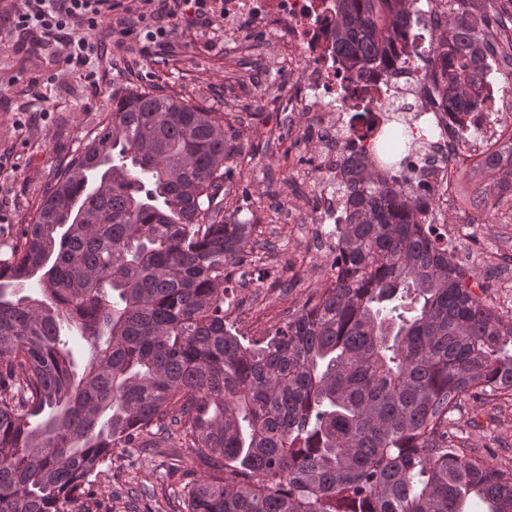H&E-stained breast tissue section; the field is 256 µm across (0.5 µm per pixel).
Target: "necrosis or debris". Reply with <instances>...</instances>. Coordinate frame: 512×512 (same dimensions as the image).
<instances>
[{
  "label": "necrosis or debris",
  "mask_w": 512,
  "mask_h": 512,
  "mask_svg": "<svg viewBox=\"0 0 512 512\" xmlns=\"http://www.w3.org/2000/svg\"><path fill=\"white\" fill-rule=\"evenodd\" d=\"M212 8L223 11L229 28L237 19L252 18L262 32L287 44L294 53L297 80L288 87V109L310 113L315 131L324 134L326 158L321 173H333L337 161L346 158L350 139L376 138L383 127L382 111L376 103L385 98L432 122L426 149L433 161L423 171L425 189L447 194L455 173L470 164L474 152L459 147L455 137L458 126L452 115L429 104L415 59L395 64L372 78L337 69L327 49L332 24L322 15L319 0H212ZM356 109L369 113L368 128L346 122L345 113Z\"/></svg>",
  "instance_id": "4bbe7bcc"
}]
</instances>
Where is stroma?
I'll return each instance as SVG.
<instances>
[{"mask_svg":"<svg viewBox=\"0 0 512 512\" xmlns=\"http://www.w3.org/2000/svg\"><path fill=\"white\" fill-rule=\"evenodd\" d=\"M14 7V0H0V243L28 222L55 170L111 111L113 92L156 87L223 113L239 147L230 172V206L274 244L244 263V287L235 295L239 334L256 340L257 316L267 315L272 325L283 321L322 287L328 260L312 250L309 208L317 186L308 163L318 157L317 143L302 135L304 116L289 112L280 95L295 71L287 47L272 44L251 23L228 31L219 19L180 25L164 41L149 43L123 31L143 21L165 24L170 0H150L139 13L127 10L124 0H112L111 15L87 34L104 46L89 63L99 80L95 91L83 72L59 65L52 47L10 29ZM489 181L464 170L449 206L438 211V223H470L475 209L467 197ZM510 214L507 199L496 216L475 226L463 254L486 255L502 241L512 249V224L498 222ZM455 424L472 447L490 448L494 464H512L511 405L465 404ZM202 473L191 450L176 439L148 450L116 448L68 512H181L184 486Z\"/></svg>","mask_w":512,"mask_h":512,"instance_id":"35a3bbf8","label":"stroma"}]
</instances>
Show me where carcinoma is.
Masks as SVG:
<instances>
[{"mask_svg": "<svg viewBox=\"0 0 512 512\" xmlns=\"http://www.w3.org/2000/svg\"><path fill=\"white\" fill-rule=\"evenodd\" d=\"M417 0H320L346 71L408 54ZM494 10L445 21L423 74L460 127L512 40ZM476 159L483 211L512 195V122ZM224 113L154 89L112 111L0 243V512H65L112 449L176 436L206 467L182 512H512V466L453 431L470 399L512 402V311L474 294L434 229L417 166L339 167L336 256L262 341L224 321L256 225L225 213Z\"/></svg>", "mask_w": 512, "mask_h": 512, "instance_id": "obj_1", "label": "carcinoma"}]
</instances>
